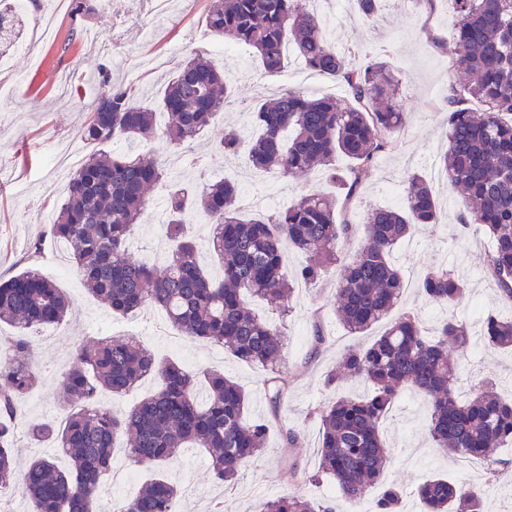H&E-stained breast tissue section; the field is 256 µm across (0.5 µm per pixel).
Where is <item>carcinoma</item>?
I'll list each match as a JSON object with an SVG mask.
<instances>
[{
	"label": "carcinoma",
	"mask_w": 512,
	"mask_h": 512,
	"mask_svg": "<svg viewBox=\"0 0 512 512\" xmlns=\"http://www.w3.org/2000/svg\"><path fill=\"white\" fill-rule=\"evenodd\" d=\"M383 0H355L359 18L369 21ZM458 24L448 50L463 91L448 94V147L442 170L465 198V223L478 226L492 242L485 269L501 299L512 304V0H453ZM307 0H212L206 15L217 38L232 36L250 46L270 77L285 68L293 44L304 65L343 82L350 100L311 99L280 90L255 107L253 123L261 129L245 138L224 130L217 148L247 154L255 170H276L302 182L321 166L337 184L338 198L306 194L284 210L244 220L239 216L238 185L228 180L199 188L175 179L166 200L164 236L170 247L164 270L128 255L127 241L146 212V191L167 178L171 150L193 144L231 95L224 67L206 58L183 63L161 98L163 127L156 111L143 105L132 85L112 87V111L91 112L81 137L97 146L126 138L155 140V153L109 151L86 156L69 177L50 236L66 247V256L90 294L124 316L144 307L163 311L181 336L219 343L237 358L269 371L284 349L283 332L259 318L249 298L281 308L291 287L282 274L287 249L306 258L297 278L313 284L337 273L336 312L350 331L364 333L385 320L403 297L407 283L391 258L394 246L411 236L417 224H437L441 206L424 176H404L406 194L399 208H378L365 215L366 234L351 256L344 248L356 225L337 222V200L352 204L371 177L374 158L396 148L404 114L395 102L397 80L383 62L359 65L336 52L321 18ZM481 103L477 111L467 99ZM352 161L336 171V155ZM201 212L214 227L211 245L222 273L211 276L199 263L189 215ZM418 291L435 305H455L466 288L452 269H429ZM72 310L68 295L31 265L0 281V322L21 336L0 350V490L12 487L25 496L32 512H98L103 476L112 468L115 439H125L127 456L136 463L162 464L184 448H201L214 477L231 484L264 448L266 433L279 420L284 394L280 378L265 380L274 403L272 418L245 417V389L218 370L200 375L173 360L159 361L132 338H108L80 350L61 380L66 395L65 424H28L26 437L51 441L70 460L62 470L47 458L31 460L15 473L16 418L26 397L41 383L31 364L23 334L63 322ZM487 344L512 351V319L489 315ZM466 351L468 326L455 318L442 321L434 336L417 313L407 310L360 350L347 353L340 366L326 372L330 397L314 414L320 421L319 470L336 483L337 496L322 504L287 493L260 505L259 512H351L362 506L369 488L387 466L389 448L380 422L401 390L408 386L425 401L429 435L435 447L460 460L483 461L495 474L496 452L512 440V400L501 397L492 379L481 381L460 399V363L448 345ZM146 378L158 389L124 411L100 402L131 392ZM347 380L369 387L367 395L341 393ZM178 486L163 475L148 482L117 512H174ZM426 512H482V491L470 483L435 475L417 489ZM402 491L385 486L374 512H401Z\"/></svg>",
	"instance_id": "obj_1"
}]
</instances>
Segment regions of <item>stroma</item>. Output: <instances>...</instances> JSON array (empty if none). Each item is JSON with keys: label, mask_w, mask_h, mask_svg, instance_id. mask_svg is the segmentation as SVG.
Returning <instances> with one entry per match:
<instances>
[{"label": "stroma", "mask_w": 512, "mask_h": 512, "mask_svg": "<svg viewBox=\"0 0 512 512\" xmlns=\"http://www.w3.org/2000/svg\"><path fill=\"white\" fill-rule=\"evenodd\" d=\"M89 2L94 11L86 15L76 13L73 0H52L47 10L14 11L12 43L0 48V87L13 92L12 101L0 103V279L24 270L32 245L41 244L39 272L62 288L75 305L73 317L30 334L31 358L43 375V384L28 396L26 417L56 424L62 421V373L81 346L108 332L140 341L158 358L174 359L194 369L224 371L250 394L247 418H268L275 409L265 389L264 368L236 358L222 345L177 337L157 309L112 315L104 303L86 292L70 264L54 255L49 226L67 181L66 175L49 164L58 141L79 137L91 103L108 96L113 82L143 85L147 90L144 104L155 107L166 80L185 60L212 55L205 25L211 0H183L165 17L156 16L143 0ZM456 24L452 0H437L431 11L410 12L390 4L371 21L355 19L336 25L329 38L336 51L359 64L373 58L384 61L399 80L398 101L407 114L397 149L377 157L373 176L355 204L337 208L336 215L363 224L367 210L385 205L387 185L402 182L407 171L421 172L438 196L444 217L437 224L417 225L411 240L397 245L394 257L412 281L430 268L454 269L467 292L453 314L478 333L487 313L511 317L512 308L502 303L485 271L490 240L478 229L463 228L459 219L465 210L463 196L438 176L448 131V103L440 92L453 81L448 46ZM223 44L234 47L238 73L232 97L199 140L198 158L209 182L223 179L230 171H250L245 155L222 154L215 141L224 128L247 127L248 108L264 100L268 87L340 102L348 99L342 82L299 70L296 55H289L280 75L269 77L249 47L228 38ZM75 86L82 90L76 98L70 95ZM255 187L276 191L283 206L303 194L335 190L320 169L301 185L279 172L263 171ZM287 304L288 315H267L285 334L279 371L286 391L276 409L280 423L270 428L262 452L227 487L214 481L201 449H185L164 470L184 490L175 512H209L216 504L224 512H257L265 499L296 490L316 501L335 496L330 478L298 484L287 481L286 473L292 470L301 475L317 468L320 426L311 412L329 396L324 376L343 353L363 348L371 336L351 333L338 320L332 278L295 289ZM316 323L327 335L318 348L312 340ZM487 376L495 377L503 396L511 397L512 354L484 344L468 351L461 360L462 388ZM427 417L425 402L406 389L380 424L391 449L382 480L404 489L403 512H423L416 490L436 474L479 484L486 512H512V446L499 450L498 474L486 480L480 464L461 465L433 446ZM290 428L300 434L298 447H289L283 439Z\"/></svg>", "instance_id": "35a3bbf8"}]
</instances>
